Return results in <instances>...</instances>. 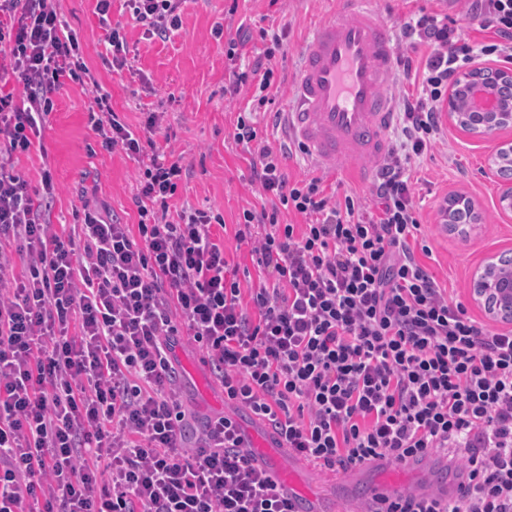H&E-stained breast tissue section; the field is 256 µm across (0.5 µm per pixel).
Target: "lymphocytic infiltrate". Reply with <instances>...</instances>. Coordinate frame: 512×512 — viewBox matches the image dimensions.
Returning <instances> with one entry per match:
<instances>
[{
  "instance_id": "lymphocytic-infiltrate-1",
  "label": "lymphocytic infiltrate",
  "mask_w": 512,
  "mask_h": 512,
  "mask_svg": "<svg viewBox=\"0 0 512 512\" xmlns=\"http://www.w3.org/2000/svg\"><path fill=\"white\" fill-rule=\"evenodd\" d=\"M184 2L125 6L163 40L181 28ZM467 15L493 40L470 42L440 13L404 23L402 39L429 55L420 68L399 58L417 96L399 106L367 203L332 200L317 176L287 180L290 146L259 132L285 30L228 38L226 92L254 88L233 138L267 202L236 224L258 270L246 292L215 232L223 216L170 209L183 168L154 140L165 113H147L138 136L95 99L103 146L141 162L137 225L95 211L65 236L46 223L52 198L30 192L16 160L64 80L90 72L55 0H0V512H293L232 415L186 443L170 360L181 336L226 404L316 465L445 456L462 479L453 502L405 492L377 512H512V329L477 322L422 264L431 249L410 174L442 133L454 75L483 56L512 60V0H468ZM255 36L263 47L246 57ZM19 257L28 271L17 284Z\"/></svg>"
}]
</instances>
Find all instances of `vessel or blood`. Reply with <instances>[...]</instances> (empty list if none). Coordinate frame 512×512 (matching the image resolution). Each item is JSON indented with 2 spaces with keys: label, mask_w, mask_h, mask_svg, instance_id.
<instances>
[{
  "label": "vessel or blood",
  "mask_w": 512,
  "mask_h": 512,
  "mask_svg": "<svg viewBox=\"0 0 512 512\" xmlns=\"http://www.w3.org/2000/svg\"><path fill=\"white\" fill-rule=\"evenodd\" d=\"M396 45L385 17L373 0H336L333 9L306 39L299 69L283 113L287 133L303 144L312 161L333 171L349 160L379 156L397 120L384 91L395 67ZM246 446L290 500L294 512H357L347 472L332 476L335 495L310 484L304 457L289 453L277 435L255 420ZM415 460L373 459L366 470L378 472L375 494L398 492L400 479L413 472Z\"/></svg>",
  "instance_id": "b4317fda"
}]
</instances>
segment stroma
I'll return each instance as SVG.
<instances>
[{
  "label": "stroma",
  "mask_w": 512,
  "mask_h": 512,
  "mask_svg": "<svg viewBox=\"0 0 512 512\" xmlns=\"http://www.w3.org/2000/svg\"><path fill=\"white\" fill-rule=\"evenodd\" d=\"M96 0H59L68 27L77 32L81 56L98 81L108 104L130 126L139 130L145 113L164 112L171 128L166 151L180 158L186 177L171 201L172 208H213L224 217V247L244 268H252L250 247L238 243L232 229L243 209L260 205L258 188L249 181V156L232 137L237 112L246 108L251 93H224V36L238 27L286 28L283 47L273 65L283 83L275 96L273 111L288 107L303 43L315 22L331 8L330 0H185L182 27L162 41L146 38L128 20L124 0H112V19L126 23V40L135 58L132 69L112 71L107 31L95 9ZM393 32H400L411 14L443 13L455 19L475 42L485 31L466 15L463 0H378ZM223 37H216V28ZM97 92V93H100ZM96 92L90 85L65 81L56 93L55 107L31 151L20 156L17 167L31 190L41 191L43 174H51L54 202L48 217L57 231H70L80 223L85 208L97 209L104 218L134 224L133 204L139 165L121 151L103 148L92 129L90 117L97 112ZM444 138L413 164L415 200L422 230L432 250L427 267L437 280L457 296L478 321L486 316L470 297L475 270L491 256L512 253V217L498 208V183L485 176L490 145L444 123ZM376 159L365 158L341 167L337 174L322 173L327 193L336 199L352 194L369 199L376 174ZM470 199L479 215V228L462 238L441 229L440 207L453 195ZM175 370L191 363L207 384L206 390L184 383L180 389L192 421L216 413L209 394L223 388L210 367L202 363L199 349L183 342L175 351Z\"/></svg>",
  "instance_id": "35a3bbf8"
}]
</instances>
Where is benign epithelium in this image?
<instances>
[{
    "instance_id": "obj_1",
    "label": "benign epithelium",
    "mask_w": 512,
    "mask_h": 512,
    "mask_svg": "<svg viewBox=\"0 0 512 512\" xmlns=\"http://www.w3.org/2000/svg\"><path fill=\"white\" fill-rule=\"evenodd\" d=\"M470 77L476 82L469 88L466 99L467 119H460L457 101L451 93L446 101L448 118L461 130L492 142L491 158L505 153L512 159V142L498 140L502 130L512 127V105L493 91L497 84L512 85V69L461 74L463 79ZM472 295L490 319L504 322L512 319V265L501 261L485 264L476 275Z\"/></svg>"
}]
</instances>
